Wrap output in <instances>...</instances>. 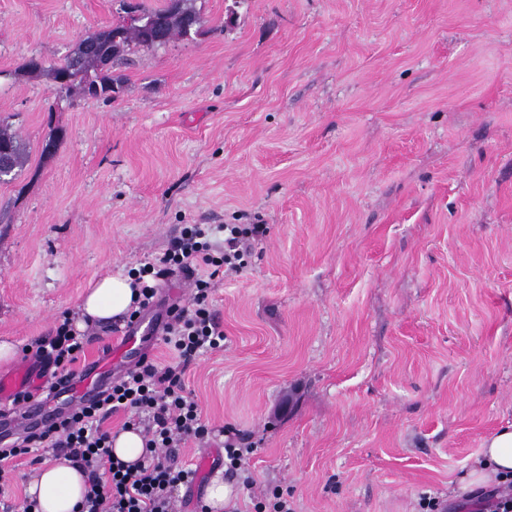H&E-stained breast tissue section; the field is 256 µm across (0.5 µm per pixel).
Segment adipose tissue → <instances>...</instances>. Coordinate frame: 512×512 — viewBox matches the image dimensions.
Here are the masks:
<instances>
[{"instance_id":"1","label":"adipose tissue","mask_w":512,"mask_h":512,"mask_svg":"<svg viewBox=\"0 0 512 512\" xmlns=\"http://www.w3.org/2000/svg\"><path fill=\"white\" fill-rule=\"evenodd\" d=\"M133 279L106 275L88 288L80 305L77 329L109 323L134 309ZM512 483V424L500 427L483 443L474 466L459 481L460 489L475 485ZM86 490V476L77 466L58 459L37 468L27 479L26 493L35 498L39 512H74Z\"/></svg>"}]
</instances>
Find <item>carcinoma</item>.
<instances>
[{
  "label": "carcinoma",
  "instance_id": "obj_1",
  "mask_svg": "<svg viewBox=\"0 0 512 512\" xmlns=\"http://www.w3.org/2000/svg\"><path fill=\"white\" fill-rule=\"evenodd\" d=\"M142 22L127 26L119 21L106 25L81 39L58 62L45 66L37 56L23 64L31 74H47L58 94L78 92L87 99L113 101L125 82L120 68L136 50H153L177 39H190L200 33L201 17L194 0H166L155 9L130 3ZM0 154L6 159L4 176L15 177L28 161L25 143L12 129L8 118L0 117Z\"/></svg>",
  "mask_w": 512,
  "mask_h": 512
}]
</instances>
